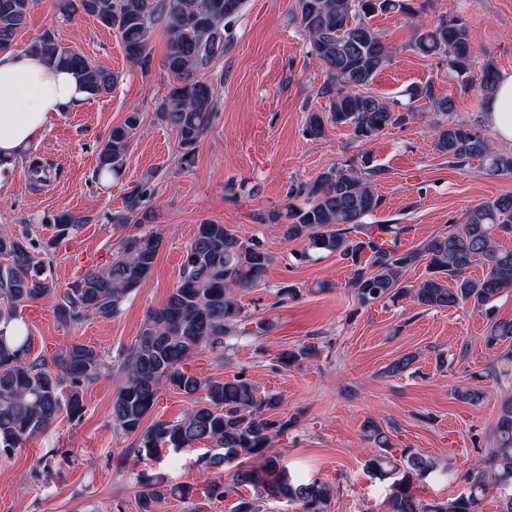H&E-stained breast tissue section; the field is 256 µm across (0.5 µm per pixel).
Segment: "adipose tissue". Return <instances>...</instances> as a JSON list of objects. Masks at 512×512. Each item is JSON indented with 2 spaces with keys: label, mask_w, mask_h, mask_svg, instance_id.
<instances>
[{
  "label": "adipose tissue",
  "mask_w": 512,
  "mask_h": 512,
  "mask_svg": "<svg viewBox=\"0 0 512 512\" xmlns=\"http://www.w3.org/2000/svg\"><path fill=\"white\" fill-rule=\"evenodd\" d=\"M87 97L75 72L51 68L32 53L0 52V172L41 137L58 112ZM483 110L501 142L512 146V74L500 76Z\"/></svg>",
  "instance_id": "obj_1"
}]
</instances>
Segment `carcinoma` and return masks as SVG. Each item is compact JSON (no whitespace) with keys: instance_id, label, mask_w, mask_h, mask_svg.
Returning <instances> with one entry per match:
<instances>
[{"instance_id":"cac0c4a2","label":"carcinoma","mask_w":512,"mask_h":512,"mask_svg":"<svg viewBox=\"0 0 512 512\" xmlns=\"http://www.w3.org/2000/svg\"><path fill=\"white\" fill-rule=\"evenodd\" d=\"M31 2L0 0V49L8 47L24 28ZM297 4L299 27L325 68L320 95L330 101L328 111L308 113L305 131L309 136L324 138L327 127H344L366 144L389 127L406 125L415 112L429 107L436 115L432 126L437 151L460 163L478 159L489 175L512 174V155L494 152L479 131L454 123L453 99L437 97L433 84L408 88L407 103L401 106L368 91L393 58L390 46L369 20L392 11L415 19L418 10L411 0H297ZM242 5L243 0H55L64 18L85 14L108 29H117L128 59L144 72L151 66L148 43L155 22L163 23L168 35L165 68L173 82L158 105V116L176 131L179 161L186 166L193 164L199 142L217 115L214 88L204 71L224 56L230 24ZM411 49L446 61L461 88L476 83L486 99L495 93L497 66L489 60L480 77H475L472 36L463 23L442 17L429 27L419 25ZM28 51L52 68L74 71L91 98L112 90L111 71L61 43L49 30L33 39ZM140 124V113L133 111L112 128L98 153L97 177L121 173L131 136ZM380 173L372 157L361 153L312 180L291 184L288 199L292 203L267 210L259 219L279 226L284 241L302 242L304 250L298 253L302 260L334 254L350 262L351 288L363 307L410 298L428 309L469 305L484 313L489 320L485 346L501 348L488 373L508 374L512 319L497 320L492 314L501 293L512 288V249L497 241L502 234L512 236V195L476 204L459 225L417 249L405 250L400 242L403 228L365 222L384 202L374 183ZM154 192L151 180L131 187L124 212L114 217L115 222L134 227L144 223L146 201ZM47 223L54 234L44 244L0 230V321L20 323L18 336H6L0 330V457L10 456L61 415L80 417L82 390L112 372L100 352L81 342L51 355L34 353L22 309L55 290L44 255L82 226V220L67 212L47 218ZM161 243V236L153 231L122 238L110 262L69 284L56 307L58 320L67 325L118 314L127 297L151 274ZM422 260L427 261L425 277L416 285L408 283V271ZM274 261L275 256L260 242L227 224L204 221L197 226L175 288L161 307L149 310L135 343L120 354L123 383L112 399V427L135 437V450L149 456L163 449L180 452L198 444L207 446L198 458L202 495L210 501L236 495L233 512H260L257 498L244 493L245 488L262 489L267 498L293 502L300 512H330L332 485L296 479L281 464L274 443L297 420L276 412L279 395L261 392L244 373L219 381L188 370V361L203 348L224 359L228 336L259 337L271 331V320L244 312L238 294L256 286ZM474 265L485 268L483 277L468 274ZM318 354L317 343H302L283 350L277 362L290 369ZM417 357L415 352L399 357L388 372L408 371ZM168 388L184 395L192 406L179 419L155 418L144 424ZM364 430L375 444L366 449V470L389 481L390 512H512V495L505 503L497 495V490L512 483V398L500 405L494 447L474 460L463 475L467 492L446 501L426 502L413 492L416 482L439 472L432 458L410 448L395 455L385 432L373 421L366 422ZM228 465L233 470L231 479L212 477ZM137 483L142 512H153L154 504L168 495L188 500L199 491L195 484L171 485L144 472L137 476Z\"/></svg>"}]
</instances>
